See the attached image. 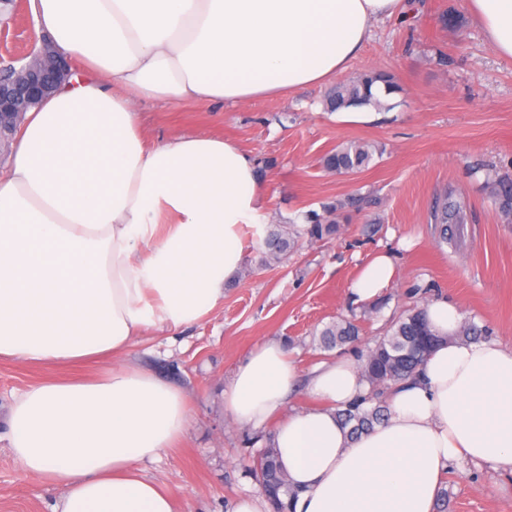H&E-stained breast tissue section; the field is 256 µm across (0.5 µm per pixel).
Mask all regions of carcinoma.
<instances>
[{"label": "carcinoma", "instance_id": "cac0c4a2", "mask_svg": "<svg viewBox=\"0 0 512 512\" xmlns=\"http://www.w3.org/2000/svg\"><path fill=\"white\" fill-rule=\"evenodd\" d=\"M377 82L385 84L389 94L401 90L391 74L382 70H366L353 79L336 85L329 100L330 109L363 105L383 109L385 104L372 92ZM371 157L372 153L367 145L350 142L338 145L326 154L322 165L328 172L356 174L368 166ZM490 188L499 213L512 220V175L495 173ZM434 218L440 224V241L446 243L448 225L464 223L462 206L445 200L434 207ZM336 231V224L314 215L310 224L301 230L294 226L270 230L263 241V253L266 260L278 262L294 250L301 235L304 234L312 240H321ZM358 341L359 327L347 319L332 321L320 332V343L325 349L355 344ZM439 343L440 339L427 318L426 307L422 306L399 317L374 346L360 352L361 374L369 390L344 409L336 411L342 423L350 427V435L361 434L385 419L386 394L414 377ZM251 471L262 483L270 507L288 509L286 499L295 496L296 490L291 486L288 476L283 473L273 446L264 448L252 460Z\"/></svg>", "mask_w": 512, "mask_h": 512}]
</instances>
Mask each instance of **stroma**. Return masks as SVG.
<instances>
[{"label":"stroma","instance_id":"stroma-1","mask_svg":"<svg viewBox=\"0 0 512 512\" xmlns=\"http://www.w3.org/2000/svg\"><path fill=\"white\" fill-rule=\"evenodd\" d=\"M448 9L449 25L441 19ZM38 43L28 0H17L16 12L0 20V61ZM441 52L447 64H438ZM368 69L390 72L402 90L357 123L327 110V83L228 108L140 105L149 142L214 135L254 155L263 206L241 228L243 260L223 303L201 324L138 337L108 361L46 367L0 360V512H51L59 493L25 477L5 440L14 395L34 384L96 379L129 365L178 387L190 408L187 432L145 474L172 489L180 512H233L240 497L261 494L249 465L274 432L270 424L240 425L224 409L226 386L258 343L281 342L306 378L320 363L358 356L353 346L320 348L318 334L329 322L356 318L361 344L370 346L401 314L445 299L485 340L512 345V223L492 205L487 184L488 174L512 172V60L494 52L464 0H405L398 14L374 22L340 78ZM351 141L371 147L368 167L353 175L325 171L322 157ZM355 193L371 203L349 212L336 235L300 240L288 258L264 262L268 227L305 226L324 204ZM447 194L467 205L455 246L437 244L431 219L435 199ZM380 253L391 254L393 278L374 299L354 302L353 282ZM444 480L447 512H512L511 472L461 459Z\"/></svg>","mask_w":512,"mask_h":512}]
</instances>
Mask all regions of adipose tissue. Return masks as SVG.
I'll use <instances>...</instances> for the list:
<instances>
[{"instance_id": "ef3b65f1", "label": "adipose tissue", "mask_w": 512, "mask_h": 512, "mask_svg": "<svg viewBox=\"0 0 512 512\" xmlns=\"http://www.w3.org/2000/svg\"><path fill=\"white\" fill-rule=\"evenodd\" d=\"M402 0H30L37 34L81 68L26 113L0 172V359L76 363L125 354L149 329L201 323L242 263L240 229L263 203L256 161L210 135L147 145L137 105L238 106L342 73L375 21ZM492 48L512 58V0H467ZM381 253L352 287L389 284ZM428 316L442 342L387 399V417L350 436L337 407L363 395L357 365L321 364L316 404L284 411L299 370L257 345L224 392L239 423L275 415L291 512H436L440 479L465 458L512 471V347L458 339V309ZM183 392L138 368L17 394L8 449L62 491L52 512H176L142 473L187 429Z\"/></svg>"}]
</instances>
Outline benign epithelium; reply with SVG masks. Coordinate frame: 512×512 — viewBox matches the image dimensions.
Wrapping results in <instances>:
<instances>
[{
	"mask_svg": "<svg viewBox=\"0 0 512 512\" xmlns=\"http://www.w3.org/2000/svg\"><path fill=\"white\" fill-rule=\"evenodd\" d=\"M70 73L66 58L43 40L29 60L0 68V137L13 135L17 122L28 109L36 107Z\"/></svg>",
	"mask_w": 512,
	"mask_h": 512,
	"instance_id": "obj_1",
	"label": "benign epithelium"
}]
</instances>
